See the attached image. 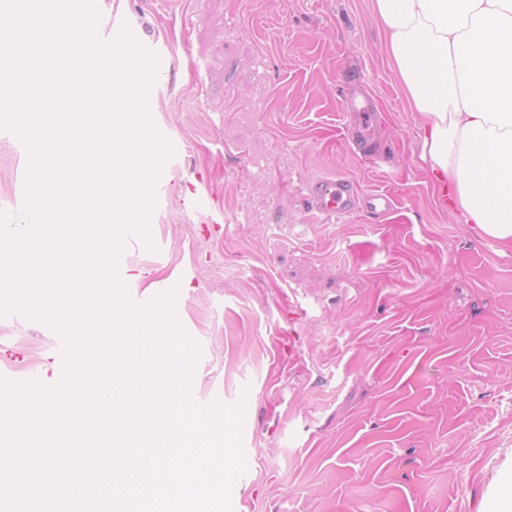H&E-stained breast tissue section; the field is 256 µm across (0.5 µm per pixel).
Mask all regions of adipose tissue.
<instances>
[{
  "instance_id": "1",
  "label": "adipose tissue",
  "mask_w": 512,
  "mask_h": 512,
  "mask_svg": "<svg viewBox=\"0 0 512 512\" xmlns=\"http://www.w3.org/2000/svg\"><path fill=\"white\" fill-rule=\"evenodd\" d=\"M445 208L512 248V0H373Z\"/></svg>"
}]
</instances>
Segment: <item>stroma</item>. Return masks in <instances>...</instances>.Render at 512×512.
I'll use <instances>...</instances> for the list:
<instances>
[{"mask_svg": "<svg viewBox=\"0 0 512 512\" xmlns=\"http://www.w3.org/2000/svg\"><path fill=\"white\" fill-rule=\"evenodd\" d=\"M167 40L147 95L173 148L149 236L117 261L132 302L176 289L200 348L191 394L244 402L233 512H493L512 471V249L446 212L372 0H99ZM376 120L367 161L347 98ZM29 151L0 128V213L22 223ZM351 178L393 211L324 220L309 183ZM201 183L211 206L191 205ZM154 270L153 281L137 279ZM61 336L0 315V378L60 382Z\"/></svg>", "mask_w": 512, "mask_h": 512, "instance_id": "stroma-1", "label": "stroma"}]
</instances>
